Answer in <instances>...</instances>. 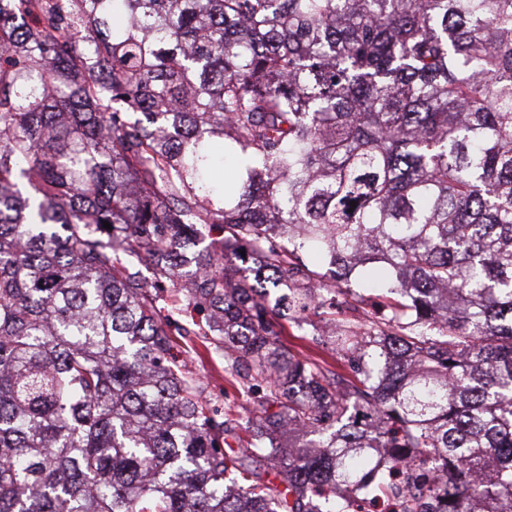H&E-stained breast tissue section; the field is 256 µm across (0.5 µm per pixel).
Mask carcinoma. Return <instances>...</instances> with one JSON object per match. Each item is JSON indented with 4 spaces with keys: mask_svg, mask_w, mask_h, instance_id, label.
<instances>
[{
    "mask_svg": "<svg viewBox=\"0 0 512 512\" xmlns=\"http://www.w3.org/2000/svg\"><path fill=\"white\" fill-rule=\"evenodd\" d=\"M188 312L234 416L171 355ZM398 484L512 512V0H0V512ZM283 341L285 345L290 348L292 351H303L307 354L314 356L315 358H323L328 361L331 365V369L337 372H342L344 374L349 375L351 372L349 368L345 364H340V362L336 361L335 355L328 349H312L310 352L304 341H302L298 336L292 335V330L288 327V336H283Z\"/></svg>",
    "mask_w": 512,
    "mask_h": 512,
    "instance_id": "1",
    "label": "carcinoma"
}]
</instances>
